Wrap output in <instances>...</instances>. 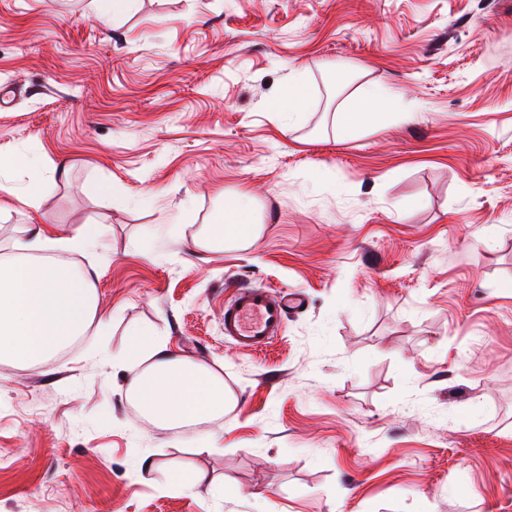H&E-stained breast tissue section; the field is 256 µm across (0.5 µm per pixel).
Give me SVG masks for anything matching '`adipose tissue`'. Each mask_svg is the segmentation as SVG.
I'll return each mask as SVG.
<instances>
[{"label": "adipose tissue", "mask_w": 512, "mask_h": 512, "mask_svg": "<svg viewBox=\"0 0 512 512\" xmlns=\"http://www.w3.org/2000/svg\"><path fill=\"white\" fill-rule=\"evenodd\" d=\"M262 231L257 207L241 192L225 197L223 209L196 243L206 250L247 248ZM97 241L98 229L91 224L68 237L43 228L16 242V256L0 259L1 361L37 369L86 334L97 318V290L88 273L55 254L84 253ZM119 364L130 376L127 396L144 416L171 428L221 416L234 402L223 374L147 330Z\"/></svg>", "instance_id": "ef3b65f1"}]
</instances>
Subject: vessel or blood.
Wrapping results in <instances>:
<instances>
[{
	"label": "vessel or blood",
	"instance_id": "vessel-or-blood-1",
	"mask_svg": "<svg viewBox=\"0 0 512 512\" xmlns=\"http://www.w3.org/2000/svg\"><path fill=\"white\" fill-rule=\"evenodd\" d=\"M299 298L266 288L237 286L224 305V334L238 350L259 351L282 331Z\"/></svg>",
	"mask_w": 512,
	"mask_h": 512
}]
</instances>
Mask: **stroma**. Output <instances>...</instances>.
Wrapping results in <instances>:
<instances>
[{"label":"stroma","instance_id":"stroma-1","mask_svg":"<svg viewBox=\"0 0 512 512\" xmlns=\"http://www.w3.org/2000/svg\"><path fill=\"white\" fill-rule=\"evenodd\" d=\"M351 88L389 92L336 130ZM302 111L269 103L293 76ZM0 255L99 225L104 330L0 362V512H512V0H0ZM255 198L247 249L195 240ZM296 290L263 353L231 284ZM149 329L236 398L171 428L125 396ZM203 474L183 490L179 466Z\"/></svg>","mask_w":512,"mask_h":512}]
</instances>
